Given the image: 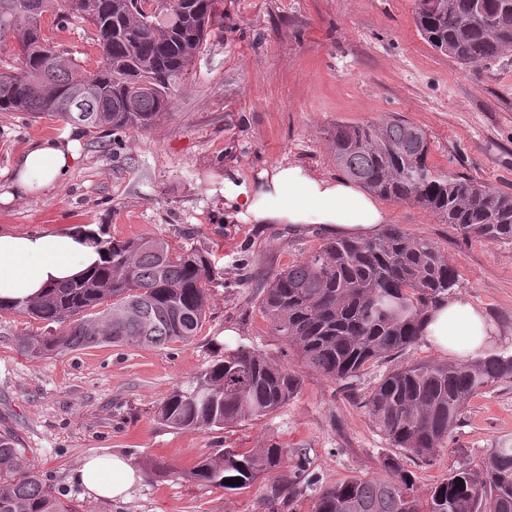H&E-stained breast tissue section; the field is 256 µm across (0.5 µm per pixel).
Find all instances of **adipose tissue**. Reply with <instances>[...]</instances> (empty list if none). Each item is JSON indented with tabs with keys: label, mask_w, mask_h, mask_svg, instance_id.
<instances>
[{
	"label": "adipose tissue",
	"mask_w": 512,
	"mask_h": 512,
	"mask_svg": "<svg viewBox=\"0 0 512 512\" xmlns=\"http://www.w3.org/2000/svg\"><path fill=\"white\" fill-rule=\"evenodd\" d=\"M77 160L70 144L43 138L31 144L15 164L14 188L35 195L66 179ZM227 219L241 224L318 226L330 235L371 239L387 214L355 183L322 176L298 163L261 168L253 180L224 175ZM102 237L93 224L43 232L0 228V302L36 298L53 285L103 264ZM484 313L459 299L438 301L429 311L423 336L441 354L464 356L489 341ZM79 482L94 497L128 496L138 480L127 459L118 455L86 459Z\"/></svg>",
	"instance_id": "adipose-tissue-1"
}]
</instances>
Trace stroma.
<instances>
[{"mask_svg": "<svg viewBox=\"0 0 512 512\" xmlns=\"http://www.w3.org/2000/svg\"><path fill=\"white\" fill-rule=\"evenodd\" d=\"M221 24L197 54L165 119L145 132L86 129L56 118L0 112V227L33 232L97 225L105 239L157 235L208 252L219 276L207 319L188 344L98 345L58 355L21 353L22 334L45 333L23 316L0 318V431L13 433L61 500L90 512H259L260 485L227 491L152 474L161 461L191 468L218 448L275 442L307 452L320 484L382 476L394 448L363 408L389 370L441 362L425 341L367 365L350 384L284 356L259 301L270 277L324 241L309 228L235 224L224 218V171L250 178L297 162L338 176L336 125L400 118L423 129L429 162L512 194V53L474 68L437 52L415 23L417 0H217ZM51 42L95 67L92 28L45 18ZM72 142L69 176L40 194H14L16 157L37 139ZM388 221L434 241L452 263L453 298L481 309L491 347L512 351V242L467 239L410 202L380 199ZM248 345L302 376L288 405L220 431L174 429L157 410L174 386ZM512 448V381L472 398L434 462L408 463L419 493L449 469L479 468L490 449ZM130 459L128 498L90 496L75 479L91 456Z\"/></svg>", "mask_w": 512, "mask_h": 512, "instance_id": "stroma-1", "label": "stroma"}]
</instances>
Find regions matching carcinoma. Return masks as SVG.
I'll return each mask as SVG.
<instances>
[{"instance_id": "cac0c4a2", "label": "carcinoma", "mask_w": 512, "mask_h": 512, "mask_svg": "<svg viewBox=\"0 0 512 512\" xmlns=\"http://www.w3.org/2000/svg\"><path fill=\"white\" fill-rule=\"evenodd\" d=\"M217 0H0V112L46 115L92 129L147 131L169 115L176 89L212 31ZM93 27L99 60L87 69L49 44L46 14ZM416 24L429 44L479 67L512 51V0H418ZM152 88L127 107L137 82ZM336 166L381 197L413 202L467 238L512 241V195L438 172L420 128L400 120L336 125ZM105 264L48 289L0 304V317L27 316L47 326L20 340L33 357L109 343L161 346L192 341L210 309L215 267L198 249L164 238L104 242ZM457 282L454 266L422 235L389 224L373 239L336 238L276 274L260 307L272 330L306 366L348 383L364 366L422 338L425 315ZM512 381V353L491 350L455 362H419L387 372L363 408L400 453L382 460L385 476L323 486L303 448L267 443L252 452L218 448L187 470L153 462V472L218 489L266 479L264 512H278L314 490L312 512H512V448H493L483 467L448 471L418 493L410 455L432 462L447 447L468 401ZM301 375L258 350L239 346L172 389L158 416L177 429L215 430L259 420L286 406ZM241 478L242 484L224 483ZM0 512H90L57 498L36 466L0 433Z\"/></svg>"}]
</instances>
